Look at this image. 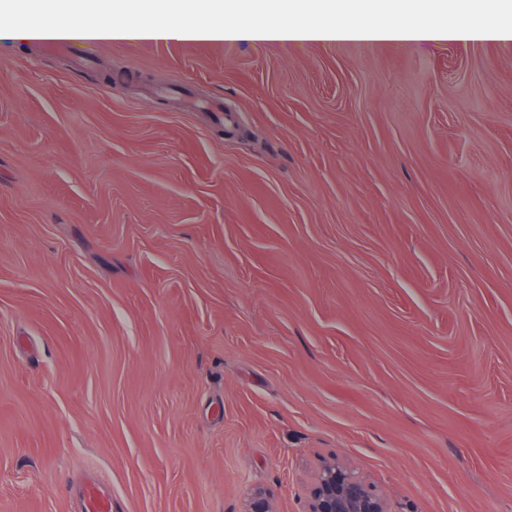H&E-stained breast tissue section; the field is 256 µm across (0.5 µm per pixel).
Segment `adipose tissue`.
<instances>
[{
	"instance_id": "adipose-tissue-1",
	"label": "adipose tissue",
	"mask_w": 512,
	"mask_h": 512,
	"mask_svg": "<svg viewBox=\"0 0 512 512\" xmlns=\"http://www.w3.org/2000/svg\"><path fill=\"white\" fill-rule=\"evenodd\" d=\"M61 31L118 43L512 41V18L479 24L505 0H34ZM153 14L149 24H108L113 9ZM237 23H229V15Z\"/></svg>"
}]
</instances>
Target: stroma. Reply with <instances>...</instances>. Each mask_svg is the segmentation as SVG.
<instances>
[{"label":"stroma","instance_id":"35a3bbf8","mask_svg":"<svg viewBox=\"0 0 512 512\" xmlns=\"http://www.w3.org/2000/svg\"><path fill=\"white\" fill-rule=\"evenodd\" d=\"M95 51L0 39V512H512V42ZM303 512H392L388 502L345 463L324 460L316 468ZM81 512H112V492L97 477L90 476L83 482L80 500ZM243 512H278L275 502L263 488L256 487L249 493Z\"/></svg>","mask_w":512,"mask_h":512}]
</instances>
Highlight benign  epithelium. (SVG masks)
I'll return each mask as SVG.
<instances>
[{
    "label": "benign epithelium",
    "mask_w": 512,
    "mask_h": 512,
    "mask_svg": "<svg viewBox=\"0 0 512 512\" xmlns=\"http://www.w3.org/2000/svg\"><path fill=\"white\" fill-rule=\"evenodd\" d=\"M244 512H277L266 490L249 493ZM303 512H392L388 502L345 463L324 460L316 468Z\"/></svg>",
    "instance_id": "1"
}]
</instances>
